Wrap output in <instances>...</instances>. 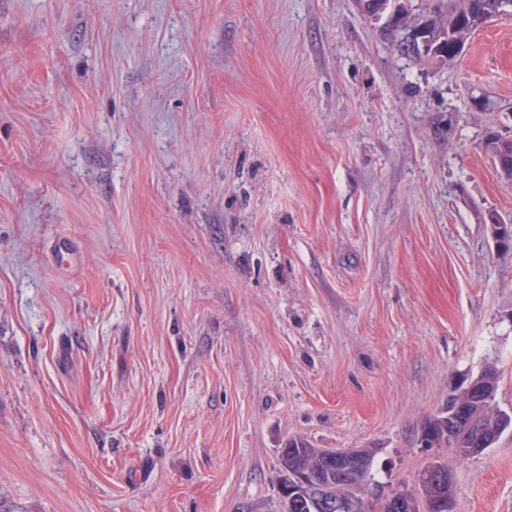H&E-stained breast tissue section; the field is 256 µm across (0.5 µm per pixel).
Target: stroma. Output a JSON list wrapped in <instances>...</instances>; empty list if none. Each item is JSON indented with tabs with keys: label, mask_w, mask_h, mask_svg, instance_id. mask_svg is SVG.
Wrapping results in <instances>:
<instances>
[{
	"label": "stroma",
	"mask_w": 512,
	"mask_h": 512,
	"mask_svg": "<svg viewBox=\"0 0 512 512\" xmlns=\"http://www.w3.org/2000/svg\"><path fill=\"white\" fill-rule=\"evenodd\" d=\"M512 19L447 65L357 0H0V512H281L279 450L376 449L512 512ZM488 152L495 157L500 155L508 166L504 169L497 167V172L501 178L512 180V136L504 137L502 135H493L487 143ZM479 376L495 379L498 389L497 372L493 367H485L471 379H476ZM494 397L495 402L488 404ZM486 405V409H483V418L485 419L486 426L494 428L493 433H497L500 439L507 430L510 429L512 431V415L498 408L494 384L490 381L473 380L460 389L453 390L448 395L446 403L435 413L437 417H440L439 420L441 422H445V419L442 417L447 416L448 413V430L443 429L442 442L445 444L448 439V448L456 456H478L495 441L496 437L484 430L481 421V409ZM503 415L508 419L506 424H504ZM462 427L477 430L476 436L464 440L459 431Z\"/></svg>",
	"instance_id": "35a3bbf8"
}]
</instances>
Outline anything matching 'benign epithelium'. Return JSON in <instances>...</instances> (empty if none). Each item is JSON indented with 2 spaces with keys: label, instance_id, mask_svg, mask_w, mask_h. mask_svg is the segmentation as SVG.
Masks as SVG:
<instances>
[{
  "label": "benign epithelium",
  "instance_id": "benign-epithelium-1",
  "mask_svg": "<svg viewBox=\"0 0 512 512\" xmlns=\"http://www.w3.org/2000/svg\"><path fill=\"white\" fill-rule=\"evenodd\" d=\"M512 16V0H498L490 13L470 17L481 26L487 21ZM495 397L494 384L486 380H473L452 391L436 416L448 417V430L443 439L457 456L473 457L482 454L495 441V436L484 430L482 408ZM317 454L323 466L284 469L280 481L283 508L307 505L312 512H344L348 496L329 494L326 487L336 476L340 479L362 474L369 463L370 448H319ZM451 472L440 467L438 457H432L429 467L418 478L417 492L401 494L388 486L365 483L359 494L367 500L383 503L388 512H456Z\"/></svg>",
  "mask_w": 512,
  "mask_h": 512
}]
</instances>
